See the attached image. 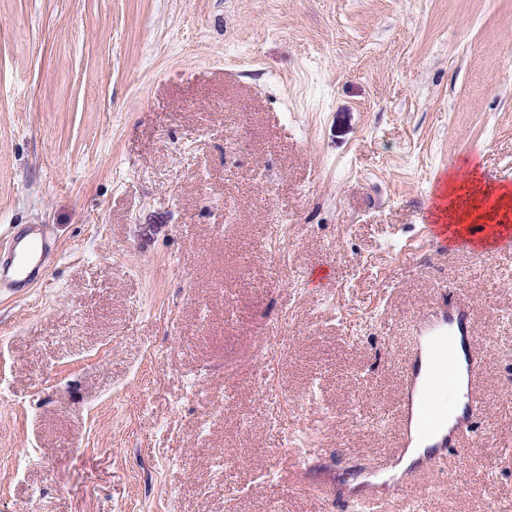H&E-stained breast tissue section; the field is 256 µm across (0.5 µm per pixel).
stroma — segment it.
<instances>
[{"instance_id": "1", "label": "stroma", "mask_w": 512, "mask_h": 512, "mask_svg": "<svg viewBox=\"0 0 512 512\" xmlns=\"http://www.w3.org/2000/svg\"><path fill=\"white\" fill-rule=\"evenodd\" d=\"M452 174L470 232L443 249ZM491 176L512 188V0H0V237L44 224L58 252L0 298V512H345L448 287L489 399L420 489L512 505V245H473L512 225ZM285 339L280 391L317 399L280 435L255 353Z\"/></svg>"}]
</instances>
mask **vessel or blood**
Wrapping results in <instances>:
<instances>
[{
	"label": "vessel or blood",
	"mask_w": 512,
	"mask_h": 512,
	"mask_svg": "<svg viewBox=\"0 0 512 512\" xmlns=\"http://www.w3.org/2000/svg\"><path fill=\"white\" fill-rule=\"evenodd\" d=\"M57 249L38 225L11 232L0 247V292L19 298L44 280ZM473 305L456 290L420 313L412 324L411 355L402 373L403 390L394 406L401 418L396 451L379 457L373 470L393 474L388 493L407 512H418L421 498L408 476L399 472L407 449L425 442L430 454L420 458V472L441 471L446 452H467L476 423L487 405L480 385V351L471 331Z\"/></svg>",
	"instance_id": "1"
}]
</instances>
